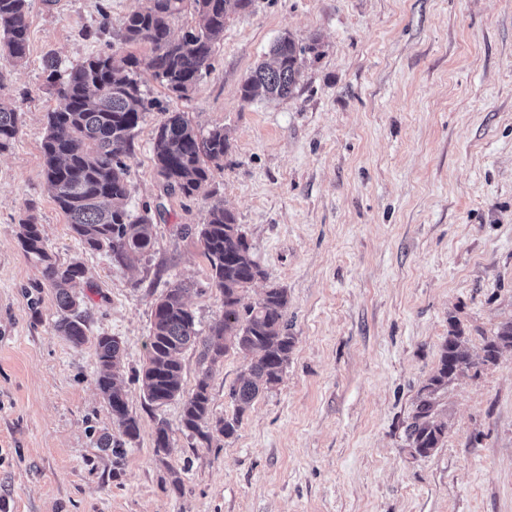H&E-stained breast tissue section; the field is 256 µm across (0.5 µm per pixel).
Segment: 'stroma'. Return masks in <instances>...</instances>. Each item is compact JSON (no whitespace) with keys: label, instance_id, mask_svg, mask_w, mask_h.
<instances>
[{"label":"stroma","instance_id":"stroma-1","mask_svg":"<svg viewBox=\"0 0 512 512\" xmlns=\"http://www.w3.org/2000/svg\"><path fill=\"white\" fill-rule=\"evenodd\" d=\"M145 4L30 0L27 60L0 55V99L20 114L0 154V512H512V348L482 360L512 320V0H255L226 22L187 100L153 77L149 45L119 36ZM285 33L318 56L287 98L243 101V80ZM112 50L140 60L158 103L125 157L126 208L150 214L154 247L126 267L74 238L42 150L56 105L44 60L64 70ZM172 111L231 142L191 198L166 195L154 164ZM217 202L266 274L247 301L286 289L294 346L236 433L205 443L182 428L180 401H147L141 376L166 288L187 286L200 332L224 317L200 243L180 232ZM29 213L58 264L86 269L83 345L57 331L55 291L19 243ZM453 320L474 366L437 391L446 432L422 456L407 427ZM102 335L122 342L140 425L126 444L95 386ZM247 365L232 351L213 370L214 417L233 414ZM106 431L116 447H98ZM512 347V322L501 325L497 331L486 339L483 347V361L493 363L503 348Z\"/></svg>","mask_w":512,"mask_h":512}]
</instances>
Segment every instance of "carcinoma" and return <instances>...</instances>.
I'll return each instance as SVG.
<instances>
[{
	"mask_svg": "<svg viewBox=\"0 0 512 512\" xmlns=\"http://www.w3.org/2000/svg\"><path fill=\"white\" fill-rule=\"evenodd\" d=\"M192 2L202 25L182 37L171 35L170 22ZM254 0H147V6L130 12L121 22L127 43H147L148 67L175 97L186 99L211 67L212 46L224 34V24L233 12L248 10ZM29 0H0V52L16 61L29 52ZM314 43L302 44L286 33L271 48L273 63L259 64L244 80L240 92L246 102L291 95L301 77L307 55L316 52ZM140 61L133 55L100 52L73 65L59 77V103L48 112L43 142L44 171L57 206L68 216L70 229L87 251L106 250L112 260L127 264L153 248L151 218L136 220L125 208L130 194L129 171L121 159L132 147L135 130L144 121L152 102L143 97L137 78ZM19 113L0 102V153L10 149L18 132ZM230 149L222 129L198 134L183 113L174 112L156 132L153 154L157 172L169 194L191 197L209 179L204 159H220ZM198 234L207 258L213 285L224 296V318L207 335L196 329L195 315L185 301L186 288L174 284L154 304L147 356L142 370L146 399L156 404L183 401L181 424L203 440L211 415L208 379L224 355L234 350L250 358L247 374L231 388L235 410L232 417L216 420L215 429L225 437L235 434L246 407L260 392L276 386L288 362L294 338L288 335L285 312L288 294L270 288L262 298L243 302L244 290L264 277L251 256L240 225L232 212L217 202L208 210L206 222L184 233ZM23 250L43 264V275L56 291L61 312L56 329L74 345L85 343V320L72 285L85 275L79 261L63 267L56 263L43 233L33 217L19 224ZM448 338L440 354L439 367L419 398L409 425L412 447L427 455L438 447L443 426L433 420V395L448 381L472 367L467 340L455 321L449 322ZM201 347L203 365L195 389L188 395L182 388V353ZM506 347H512V322L501 325L485 341L483 361L493 363ZM95 384L112 422L132 441L139 437L138 420L130 414L116 372L121 361V342L115 336H99L95 342Z\"/></svg>",
	"mask_w": 512,
	"mask_h": 512,
	"instance_id": "carcinoma-1",
	"label": "carcinoma"
}]
</instances>
